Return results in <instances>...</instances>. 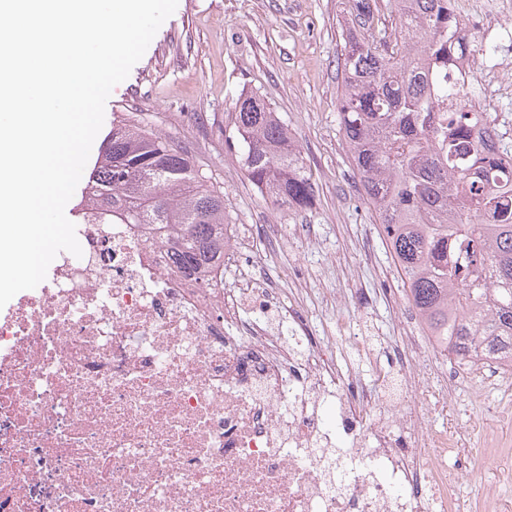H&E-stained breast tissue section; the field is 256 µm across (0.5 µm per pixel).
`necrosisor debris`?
Returning <instances> with one entry per match:
<instances>
[{
  "mask_svg": "<svg viewBox=\"0 0 512 512\" xmlns=\"http://www.w3.org/2000/svg\"><path fill=\"white\" fill-rule=\"evenodd\" d=\"M474 112L501 95L472 71L512 0H453ZM38 288L0 309V512H462L455 426L404 407L422 342L407 336L373 383L340 380L337 344L368 337L304 319L261 285L249 230L224 228V276H183L156 237L82 224ZM237 280L224 285L225 275Z\"/></svg>",
  "mask_w": 512,
  "mask_h": 512,
  "instance_id": "obj_1",
  "label": "necrosis or debris"
}]
</instances>
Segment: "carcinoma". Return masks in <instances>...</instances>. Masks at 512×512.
<instances>
[{
    "label": "carcinoma",
    "mask_w": 512,
    "mask_h": 512,
    "mask_svg": "<svg viewBox=\"0 0 512 512\" xmlns=\"http://www.w3.org/2000/svg\"><path fill=\"white\" fill-rule=\"evenodd\" d=\"M449 2L355 0L342 27L338 124L363 200L430 335L459 362L512 365V147L485 153L494 120L465 111L463 90L436 80L464 40ZM384 9L398 24L378 39ZM235 126L259 193L312 208L315 185L279 114L241 96ZM83 201L100 224L166 231L180 272L224 271V194L151 128L112 122Z\"/></svg>",
    "instance_id": "carcinoma-1"
}]
</instances>
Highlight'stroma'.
Returning <instances> with one entry per match:
<instances>
[{
  "instance_id": "stroma-1",
  "label": "stroma",
  "mask_w": 512,
  "mask_h": 512,
  "mask_svg": "<svg viewBox=\"0 0 512 512\" xmlns=\"http://www.w3.org/2000/svg\"><path fill=\"white\" fill-rule=\"evenodd\" d=\"M349 0H178L128 78L112 90L103 131L115 117L143 120L183 141L195 164L224 194L231 220L248 225L263 273L284 302L304 314L314 338L326 336L332 318L350 323L371 340L362 360L336 354V368L372 382L371 363L409 328L413 310L376 216L360 194L359 180L339 132L341 22ZM244 91L259 95L288 124L315 184L312 209L285 208L249 182L234 136L236 102ZM315 239L301 250L298 232ZM286 245L273 244L275 236ZM335 293L336 310L323 298ZM420 383L410 402L422 427L439 431L448 421L472 426L465 452L449 456L462 477L452 495L472 503L495 492L512 512L508 464L486 458L488 436L512 441V422L495 409L504 397L493 387L496 369L466 372L433 351H422Z\"/></svg>"
}]
</instances>
